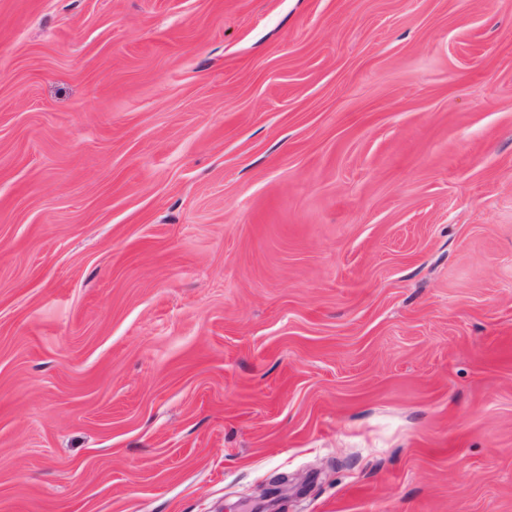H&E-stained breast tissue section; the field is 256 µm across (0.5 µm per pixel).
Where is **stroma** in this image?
<instances>
[{
	"instance_id": "obj_1",
	"label": "stroma",
	"mask_w": 512,
	"mask_h": 512,
	"mask_svg": "<svg viewBox=\"0 0 512 512\" xmlns=\"http://www.w3.org/2000/svg\"><path fill=\"white\" fill-rule=\"evenodd\" d=\"M512 512V0H0V512ZM288 485H290L288 477H280L274 480L269 487L262 491L250 511L285 512L284 502L288 499V495L285 491L288 489ZM270 500H276V506L274 508L261 507L263 503Z\"/></svg>"
}]
</instances>
